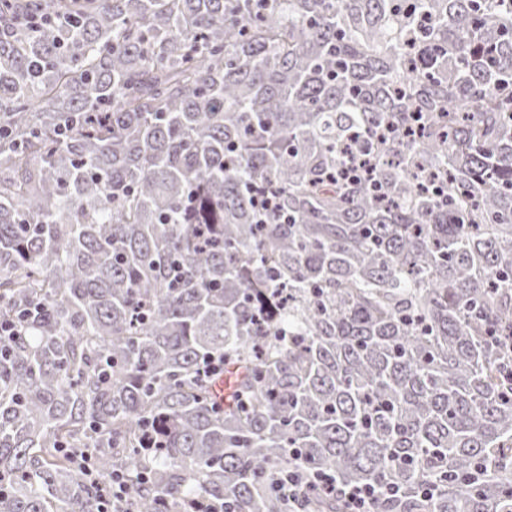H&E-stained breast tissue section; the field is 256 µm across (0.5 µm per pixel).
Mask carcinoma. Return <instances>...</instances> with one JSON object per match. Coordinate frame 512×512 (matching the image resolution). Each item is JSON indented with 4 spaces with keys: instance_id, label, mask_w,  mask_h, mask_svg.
I'll use <instances>...</instances> for the list:
<instances>
[{
    "instance_id": "obj_1",
    "label": "carcinoma",
    "mask_w": 512,
    "mask_h": 512,
    "mask_svg": "<svg viewBox=\"0 0 512 512\" xmlns=\"http://www.w3.org/2000/svg\"><path fill=\"white\" fill-rule=\"evenodd\" d=\"M30 305L0 512H96L85 448L150 471L135 512H343L320 473L512 512V0H0V322Z\"/></svg>"
}]
</instances>
